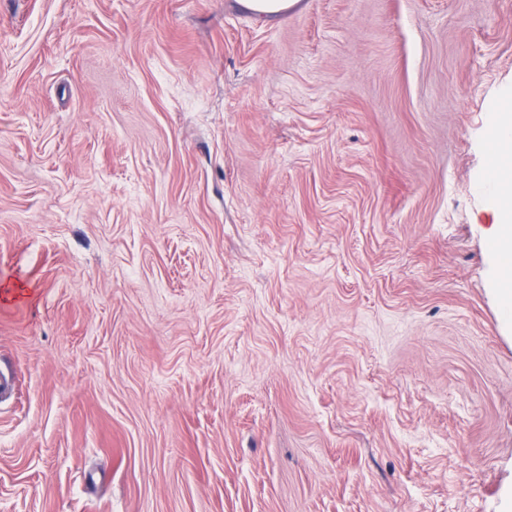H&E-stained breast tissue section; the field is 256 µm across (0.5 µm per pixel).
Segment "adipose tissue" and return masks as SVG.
<instances>
[{"label":"adipose tissue","mask_w":512,"mask_h":512,"mask_svg":"<svg viewBox=\"0 0 512 512\" xmlns=\"http://www.w3.org/2000/svg\"><path fill=\"white\" fill-rule=\"evenodd\" d=\"M497 143L494 153L504 163L497 171L487 172L484 181L495 196L500 197L499 230L493 237L494 252L500 266L512 263V113L499 112L494 116Z\"/></svg>","instance_id":"obj_1"}]
</instances>
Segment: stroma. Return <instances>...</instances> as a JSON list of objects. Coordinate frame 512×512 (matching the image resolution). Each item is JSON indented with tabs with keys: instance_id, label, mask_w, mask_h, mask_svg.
Masks as SVG:
<instances>
[{
	"instance_id": "obj_1",
	"label": "stroma",
	"mask_w": 512,
	"mask_h": 512,
	"mask_svg": "<svg viewBox=\"0 0 512 512\" xmlns=\"http://www.w3.org/2000/svg\"><path fill=\"white\" fill-rule=\"evenodd\" d=\"M497 111L512 0H0V512H512ZM242 6L258 15V16H272L280 13L287 12L289 9L295 7L299 0H239Z\"/></svg>"
}]
</instances>
